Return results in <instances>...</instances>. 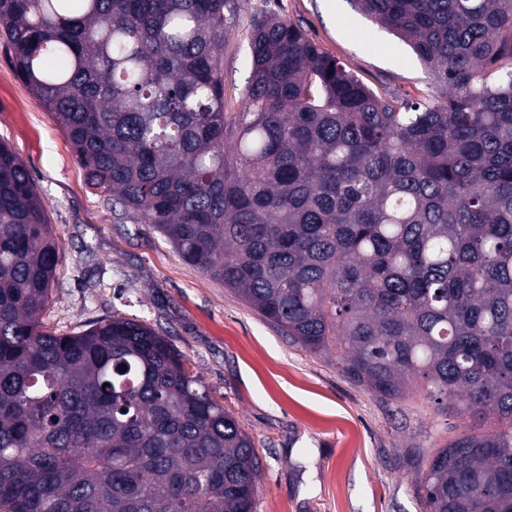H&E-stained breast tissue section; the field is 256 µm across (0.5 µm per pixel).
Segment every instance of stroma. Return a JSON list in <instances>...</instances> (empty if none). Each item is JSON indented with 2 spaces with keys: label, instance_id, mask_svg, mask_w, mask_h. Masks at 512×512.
<instances>
[{
  "label": "stroma",
  "instance_id": "35a3bbf8",
  "mask_svg": "<svg viewBox=\"0 0 512 512\" xmlns=\"http://www.w3.org/2000/svg\"><path fill=\"white\" fill-rule=\"evenodd\" d=\"M264 15L299 24L378 95L427 101L444 93L410 47L349 0H242L224 48L229 111L243 104L248 36ZM0 140L27 166L59 245L47 331L70 334L115 314L147 321L252 437L262 464L257 512H422L414 447L467 431L470 420L354 384L334 352L302 349L136 214L107 211L1 42Z\"/></svg>",
  "mask_w": 512,
  "mask_h": 512
}]
</instances>
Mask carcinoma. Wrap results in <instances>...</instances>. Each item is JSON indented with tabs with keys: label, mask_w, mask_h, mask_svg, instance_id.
<instances>
[{
	"label": "carcinoma",
	"mask_w": 512,
	"mask_h": 512,
	"mask_svg": "<svg viewBox=\"0 0 512 512\" xmlns=\"http://www.w3.org/2000/svg\"><path fill=\"white\" fill-rule=\"evenodd\" d=\"M445 95L372 92L240 0H0L19 78L86 182L351 382L481 430L419 450L423 512H512V0H354ZM59 263L0 142V512H256L254 441L184 356L114 315L56 336Z\"/></svg>",
	"instance_id": "carcinoma-1"
}]
</instances>
